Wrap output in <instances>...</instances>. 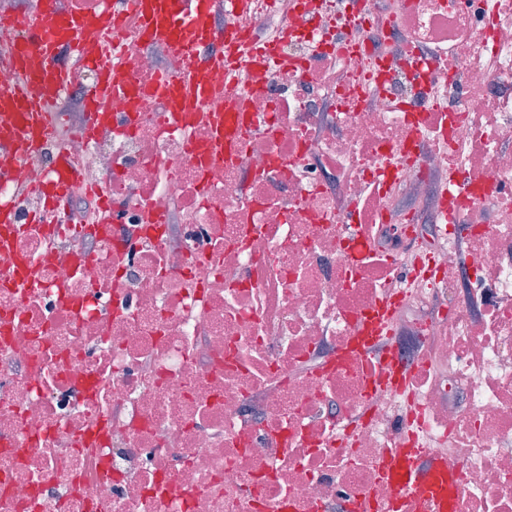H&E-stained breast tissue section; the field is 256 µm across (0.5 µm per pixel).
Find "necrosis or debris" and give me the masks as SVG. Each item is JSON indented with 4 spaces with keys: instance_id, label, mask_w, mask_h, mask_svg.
<instances>
[{
    "instance_id": "4bbe7bcc",
    "label": "necrosis or debris",
    "mask_w": 512,
    "mask_h": 512,
    "mask_svg": "<svg viewBox=\"0 0 512 512\" xmlns=\"http://www.w3.org/2000/svg\"><path fill=\"white\" fill-rule=\"evenodd\" d=\"M213 17L287 29L263 89L213 69L175 128L116 90L94 138L57 112L82 177L0 248V512H439L384 474L410 444L460 472V512H512V0ZM124 25L133 83L183 71ZM235 102V148L202 160ZM56 148L0 147L20 216ZM390 298L401 388L366 348Z\"/></svg>"
}]
</instances>
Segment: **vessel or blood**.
Here are the masks:
<instances>
[{"label": "vessel or blood", "instance_id": "obj_1", "mask_svg": "<svg viewBox=\"0 0 512 512\" xmlns=\"http://www.w3.org/2000/svg\"><path fill=\"white\" fill-rule=\"evenodd\" d=\"M207 9L208 0H122L118 9L105 13L73 12L59 16L48 7L36 16L21 14L11 18V26L20 33L12 60L21 79L16 85L0 86V145L23 161L36 155L54 136L50 107L71 80L70 73L58 61L63 48L79 54L107 37L113 43H120L123 17L133 13L140 18L142 40L166 43L175 54L188 57L200 43L212 37ZM243 46L241 34L228 33L224 62L244 64L252 80H260L275 62V50L268 46L246 54ZM36 57L41 60L37 66L32 63ZM86 66L97 73L96 84L85 99L89 123L94 126L104 117L105 99L113 89L128 86L130 78L126 71L98 65L91 58L87 59ZM151 91L168 96L173 111L200 110L212 93L210 70L196 66L182 79L161 75ZM79 177V172L70 166L65 149H58L55 175L49 185L51 203L57 205L66 199L71 184ZM24 227V220L18 217L13 206L1 200L0 248L8 246L11 236ZM386 474L411 495L437 497L442 512H459L453 495L459 474L442 471L433 459L422 457L416 449H397L388 461Z\"/></svg>", "mask_w": 512, "mask_h": 512}]
</instances>
